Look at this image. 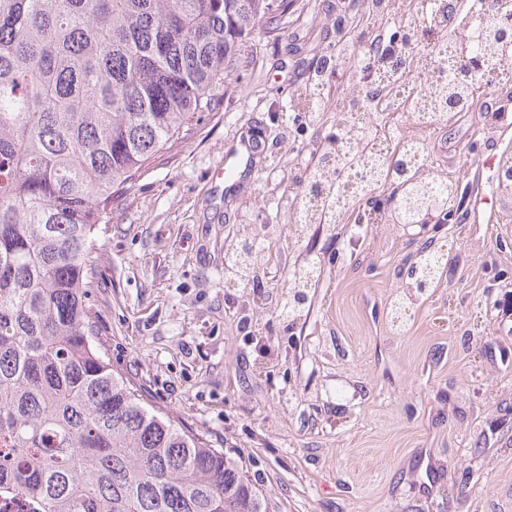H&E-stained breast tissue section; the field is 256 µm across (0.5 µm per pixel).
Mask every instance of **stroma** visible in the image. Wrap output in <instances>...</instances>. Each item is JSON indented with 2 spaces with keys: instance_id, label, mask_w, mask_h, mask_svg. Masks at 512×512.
I'll return each mask as SVG.
<instances>
[{
  "instance_id": "1",
  "label": "stroma",
  "mask_w": 512,
  "mask_h": 512,
  "mask_svg": "<svg viewBox=\"0 0 512 512\" xmlns=\"http://www.w3.org/2000/svg\"><path fill=\"white\" fill-rule=\"evenodd\" d=\"M360 13L359 0H295L278 33H253L189 134L114 195L99 334L114 368L236 460L269 512H512V188L483 164L512 162V111L490 108L506 90L425 133L465 190L452 223L352 239L289 219L290 165L336 130L332 111L309 126L291 92L367 39ZM246 131L261 149L229 201L212 175ZM245 239L276 274L258 288L226 271ZM428 244L448 264L395 331L391 305ZM305 256L323 276L292 322L284 287Z\"/></svg>"
}]
</instances>
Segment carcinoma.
Masks as SVG:
<instances>
[{
  "instance_id": "carcinoma-1",
  "label": "carcinoma",
  "mask_w": 512,
  "mask_h": 512,
  "mask_svg": "<svg viewBox=\"0 0 512 512\" xmlns=\"http://www.w3.org/2000/svg\"><path fill=\"white\" fill-rule=\"evenodd\" d=\"M293 2L0 0V501L19 512H267L235 462L114 369L89 294L112 194L190 130L254 30L279 31ZM377 2L370 24L399 10L403 45L419 41L415 0ZM497 2L460 56L484 68L433 81L430 111L409 112L412 122L440 125L485 91L491 62L512 50L497 31L512 0ZM374 58L399 80L417 66L390 45ZM361 104L356 85L336 95L339 111ZM348 134L320 144L296 183L302 198L322 194V223L350 232L373 212L386 224L448 220L459 182L435 180L400 142L386 164L367 142L347 150ZM350 170L390 194L346 203L337 174ZM447 261L420 251L408 287H433ZM292 270V295L321 276L312 257ZM410 309L394 299L395 329Z\"/></svg>"
}]
</instances>
